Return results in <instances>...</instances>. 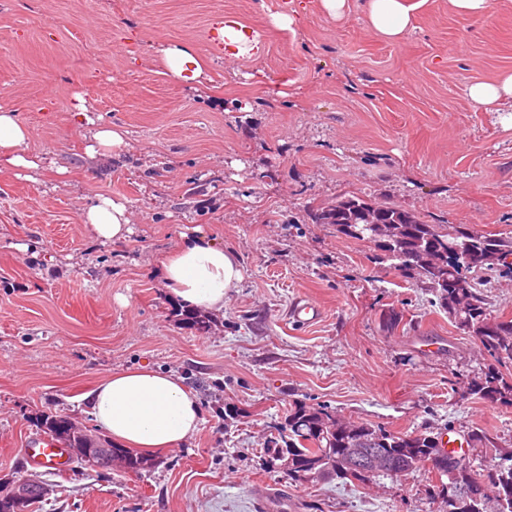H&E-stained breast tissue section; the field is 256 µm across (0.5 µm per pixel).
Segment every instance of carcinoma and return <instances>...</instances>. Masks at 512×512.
<instances>
[{
  "instance_id": "1",
  "label": "carcinoma",
  "mask_w": 512,
  "mask_h": 512,
  "mask_svg": "<svg viewBox=\"0 0 512 512\" xmlns=\"http://www.w3.org/2000/svg\"><path fill=\"white\" fill-rule=\"evenodd\" d=\"M312 217L318 224L341 226L342 233L352 238H372L375 224L394 225L398 230L395 238L387 244H377L384 258L394 261L399 254L411 257L412 265L406 270L417 272L431 284L439 307L448 312V317L472 333L480 330L481 346L497 363H512V317H493L487 313L484 296L464 274L461 265L448 258L450 247L478 255L512 256V237L478 234L464 224H428L412 210L350 194L312 211ZM470 395L494 405L512 407V379H506L491 367L472 382ZM40 425L49 436L70 448L79 442L71 437V420L66 415L45 413ZM284 432L281 441L274 442L270 461L286 452L318 476L334 474L343 479L351 478L348 455L355 448L381 449L390 463L406 476L426 465L430 449L435 447L430 431L398 432L369 423L347 422L325 407L315 408L302 402L293 403L285 417ZM114 452L124 454L129 472L139 474L155 466L152 458L133 450L116 448ZM474 472L491 491L503 497L506 507L500 509L497 501L490 500L485 505H473L468 512H512V464L503 463L462 469L453 476L451 485L441 483L448 495V512H457L453 499L468 491Z\"/></svg>"
}]
</instances>
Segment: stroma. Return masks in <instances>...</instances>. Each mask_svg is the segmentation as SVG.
Segmentation results:
<instances>
[{
    "label": "stroma",
    "instance_id": "obj_1",
    "mask_svg": "<svg viewBox=\"0 0 512 512\" xmlns=\"http://www.w3.org/2000/svg\"><path fill=\"white\" fill-rule=\"evenodd\" d=\"M397 42L369 28L367 0L340 18L318 0H0V108L42 159L0 168V482L36 477L40 512H448L423 467L367 482H293L262 465L294 401L392 431H486L471 463L512 451V407L470 396L494 359L435 302L422 277L372 242L316 224L343 194L394 203L430 224L512 236V114L472 105L476 82L512 74V0L479 17L409 0ZM301 9L286 29L273 15ZM231 16L260 49L224 55L208 33ZM205 65L195 92L157 51ZM83 102L123 129L112 158L86 153ZM124 200L128 239L102 243L84 211ZM234 251L243 281L209 329L161 285L183 235ZM489 314L512 317V275L469 272ZM315 300L321 321L286 315ZM403 321L387 331V309ZM177 373L200 400L199 433L134 474L31 466L38 418L70 416L101 437L86 395L112 371Z\"/></svg>",
    "mask_w": 512,
    "mask_h": 512
}]
</instances>
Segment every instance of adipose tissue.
Instances as JSON below:
<instances>
[{"label":"adipose tissue","instance_id":"adipose-tissue-1","mask_svg":"<svg viewBox=\"0 0 512 512\" xmlns=\"http://www.w3.org/2000/svg\"><path fill=\"white\" fill-rule=\"evenodd\" d=\"M408 0H369V27L390 41L399 40L411 24ZM159 53L176 79L202 84L204 65L183 44L161 47ZM29 127L16 112L0 110V163L32 168L36 162L27 150ZM95 236L106 242L124 240L130 231L131 214L126 205L102 196L83 214ZM166 288L190 309L218 312L224 298L238 288L243 270L236 253L204 238H184L161 267ZM97 427L118 445L148 453L174 448L200 431L202 414L197 394L172 372L155 369H122L88 395Z\"/></svg>","mask_w":512,"mask_h":512}]
</instances>
